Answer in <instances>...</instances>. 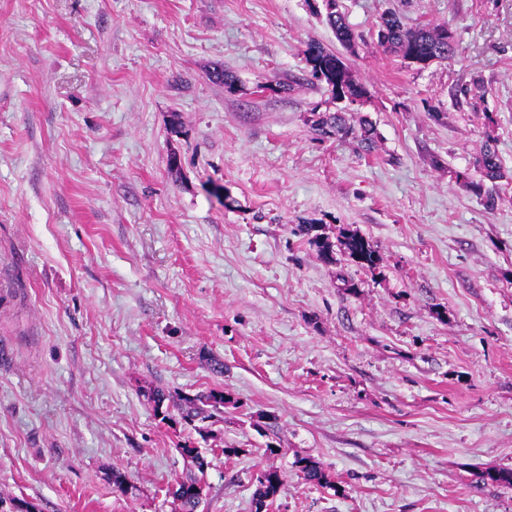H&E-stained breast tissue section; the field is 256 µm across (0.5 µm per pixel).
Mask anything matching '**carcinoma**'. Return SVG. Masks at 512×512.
<instances>
[{"mask_svg":"<svg viewBox=\"0 0 512 512\" xmlns=\"http://www.w3.org/2000/svg\"><path fill=\"white\" fill-rule=\"evenodd\" d=\"M325 3V21L333 30L336 39L343 45L351 44L353 32L342 12L337 8L336 0H323ZM378 43L385 49L401 55L413 64L423 67L435 61L452 58L455 54L454 36L448 25L438 24L415 30L404 28L400 19L393 13L381 17L378 31ZM305 60L311 67L313 76L324 81L336 99L350 102L364 95L361 85L355 83L342 58L318 44H311L305 50ZM314 130L322 135L347 133L345 115L339 112L324 113L313 122ZM484 177L495 180L501 177L495 151L485 147L481 158ZM343 253L356 265L373 272L377 269L379 256L374 245L358 233H346L339 241ZM147 398L153 404L154 412L164 420L179 419L187 426L197 421H208L224 413V408L236 406L237 401L222 388H212L195 396L171 395L159 387L147 391ZM182 455L191 460L199 473H204L209 462L202 451L190 441L179 444ZM294 465L303 479L312 485L332 486V480L316 462L307 456H296ZM483 482L512 487V469L490 466L481 472ZM284 490L280 473L273 469L265 470L263 477L257 479L253 501L255 512H268V508ZM203 493L201 478L197 476L182 479L171 491L175 512H197Z\"/></svg>","mask_w":512,"mask_h":512,"instance_id":"obj_1","label":"carcinoma"}]
</instances>
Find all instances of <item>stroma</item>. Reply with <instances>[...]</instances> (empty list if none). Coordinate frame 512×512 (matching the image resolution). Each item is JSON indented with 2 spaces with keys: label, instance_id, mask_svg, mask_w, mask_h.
Returning a JSON list of instances; mask_svg holds the SVG:
<instances>
[{
  "label": "stroma",
  "instance_id": "35a3bbf8",
  "mask_svg": "<svg viewBox=\"0 0 512 512\" xmlns=\"http://www.w3.org/2000/svg\"><path fill=\"white\" fill-rule=\"evenodd\" d=\"M337 3L349 48L322 0H0V499L173 512L192 431L145 393L221 387L199 512H254L269 468V512H512L479 478L512 469V0ZM387 11L448 24L455 56L385 51ZM303 224L362 234L378 268ZM325 3V21L333 30L336 39L342 45H350L353 40V32L342 12L337 8L336 0H323ZM305 60L313 76L324 81L334 99L356 102L364 95L361 85L355 83L342 58L318 44H310L305 50ZM313 127L321 135H335L340 132L349 133L350 130L345 115L339 112H328L319 115L314 120ZM294 465L307 483L321 487H331L333 485L330 475L311 458L296 456ZM263 478L257 479L253 501L255 512H266L284 490V482L277 470H264Z\"/></svg>",
  "mask_w": 512,
  "mask_h": 512
}]
</instances>
